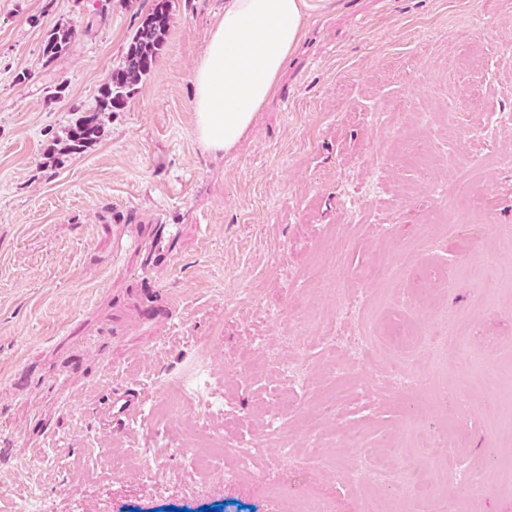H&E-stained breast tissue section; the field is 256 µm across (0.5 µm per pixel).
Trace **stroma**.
<instances>
[{"instance_id": "stroma-1", "label": "stroma", "mask_w": 512, "mask_h": 512, "mask_svg": "<svg viewBox=\"0 0 512 512\" xmlns=\"http://www.w3.org/2000/svg\"><path fill=\"white\" fill-rule=\"evenodd\" d=\"M335 2L224 153L195 137L192 81L224 0H171L151 71L101 113L103 137L68 154V125L94 109L154 0H0V512H287L320 495L364 512L377 491L384 512L407 498L422 512L403 479L378 484L388 457L424 468L459 512H512L489 398L512 381V0ZM55 27L73 37L48 62ZM397 261L455 284L393 305L411 279L362 274ZM478 262L498 288L469 279ZM459 322L467 361L434 344L406 352L424 384L389 375L399 351L385 325ZM292 323L304 343L289 341ZM328 324L334 348L320 344ZM467 368L479 384L461 437L439 389L467 385ZM208 380L224 386L229 440L265 438L269 394L288 395L289 449L267 447L233 479L185 480L178 450L161 481L99 471L89 449L117 463L185 435L208 412L196 397ZM116 389L137 395L132 415L106 412ZM429 425L480 483L426 463L416 438ZM349 428L364 447L340 445ZM317 443L326 465L303 455Z\"/></svg>"}]
</instances>
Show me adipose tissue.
Masks as SVG:
<instances>
[{"label": "adipose tissue", "instance_id": "1", "mask_svg": "<svg viewBox=\"0 0 512 512\" xmlns=\"http://www.w3.org/2000/svg\"><path fill=\"white\" fill-rule=\"evenodd\" d=\"M334 0H224L193 68L195 134L215 152L231 151L273 92L307 19Z\"/></svg>", "mask_w": 512, "mask_h": 512}]
</instances>
